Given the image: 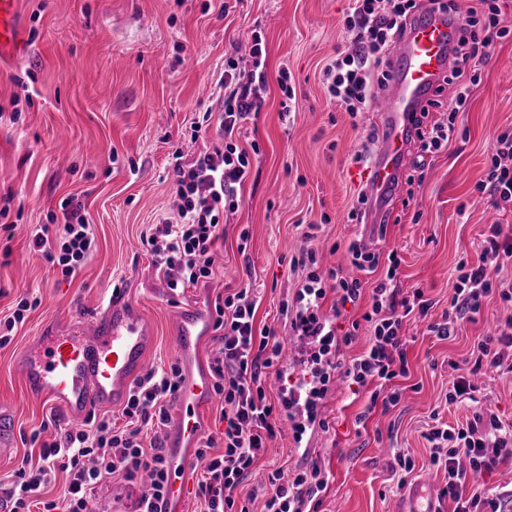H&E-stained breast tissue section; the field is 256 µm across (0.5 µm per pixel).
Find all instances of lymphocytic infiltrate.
Returning <instances> with one entry per match:
<instances>
[{"instance_id":"lymphocytic-infiltrate-1","label":"lymphocytic infiltrate","mask_w":512,"mask_h":512,"mask_svg":"<svg viewBox=\"0 0 512 512\" xmlns=\"http://www.w3.org/2000/svg\"><path fill=\"white\" fill-rule=\"evenodd\" d=\"M459 13L463 23L455 52L462 62L452 71L447 84L453 89L452 106L446 117L422 122L418 134L417 158L405 180L406 186L422 183L426 158L447 146L456 128L457 112L468 103L470 89L478 81V70L489 57L494 39L512 37V28L501 25L497 0H476L461 8L457 0H353L343 28L346 50L338 52L322 71V82L331 98L349 114L358 117L368 109L376 90L386 85L390 57L409 15L421 8ZM250 72H242L236 52L224 56V76L218 94L224 99L219 115L204 112L191 124L192 138H199L210 124H217L219 142L212 151L200 154L188 164L173 168L177 221H162L147 238L150 253L170 292L207 283L213 275L215 246L224 237L225 213L238 209L239 190L248 179L252 161L240 148L236 136L252 114L259 112L267 87L266 50L260 31H252ZM486 192L499 210H512V132L497 136L485 180L476 186ZM63 228L51 233L42 226L30 244L48 264L60 268L63 276L81 269L94 244L81 203L68 198L61 202ZM356 276L342 269L327 276L313 272L316 254L301 252L297 263L310 272L295 296V315L290 325L298 336L314 338L306 360V375L293 383H282L277 398H270L266 379L281 363L282 345L271 327H256V301L250 289L217 297L214 301L217 347L212 363L214 392L222 399L219 419L224 424V451L214 454L216 440L206 438L196 450V464L202 469L198 496L203 512H250L242 504L244 486L274 438L280 417L293 423L296 435H303L317 421L318 406L332 376L341 375L353 385L370 391L365 411L357 417L365 422L375 408L390 409L401 398L393 389L394 379L407 376L409 341L403 332L412 315L427 320L430 334L446 339L454 335L462 320L474 319L482 300L493 291L500 272L512 263V231L494 224L483 242L477 264L460 265V274L448 308L440 320L429 321L432 301L420 289L400 295L393 286L400 260L389 253L384 278L373 288L370 308L349 330L337 333L335 320L347 305L364 295L361 273L375 271L380 257L363 239H352L347 247ZM335 292L333 318L322 307L328 292ZM370 332L366 350L349 362L339 352L350 345L360 327ZM469 374L481 370L512 373V318L493 336L483 337L474 352ZM469 374L457 375L448 391L449 403L471 391ZM178 364L149 369L135 383L122 408L123 426L116 427L109 416L85 429L66 430L58 439L45 442L40 431L29 440L40 445L38 462H25L15 470L8 488L0 490V512H31L33 498L49 482L54 468L68 474L60 495L44 502L42 512H88L95 486L116 476L132 482L148 474L150 490L142 494L135 512H152L153 502L165 499L168 466L160 445L144 447L143 435L166 426L169 408L180 388ZM431 465L443 467L448 481L441 491L451 512H502L501 502L479 477L494 472L512 458V429L502 426L489 409L474 408L465 425L451 427L436 423L429 429ZM268 491L263 512H311V505L327 487L319 466L285 474L283 469L267 475Z\"/></svg>"}]
</instances>
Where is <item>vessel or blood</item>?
Returning <instances> with one entry per match:
<instances>
[{
	"mask_svg": "<svg viewBox=\"0 0 512 512\" xmlns=\"http://www.w3.org/2000/svg\"><path fill=\"white\" fill-rule=\"evenodd\" d=\"M460 21L453 12H418L393 56L389 79L376 107L380 145L366 179V221L385 224L415 139V119L443 85L455 64L453 48ZM22 40L18 0H0V62L17 55ZM175 350L183 382L174 400L173 422L166 431L168 459L166 500L186 497L191 451L206 425L204 411L214 402L212 376L201 346L212 324L205 309L193 303L174 311ZM155 341L153 323L121 291H114L88 324L71 323L43 330L18 359L27 393L59 407L73 424L96 409L121 407L145 368ZM401 512H441L434 490L415 485Z\"/></svg>",
	"mask_w": 512,
	"mask_h": 512,
	"instance_id": "1",
	"label": "vessel or blood"
}]
</instances>
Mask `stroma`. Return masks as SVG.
<instances>
[{
	"label": "stroma",
	"instance_id": "1",
	"mask_svg": "<svg viewBox=\"0 0 512 512\" xmlns=\"http://www.w3.org/2000/svg\"><path fill=\"white\" fill-rule=\"evenodd\" d=\"M350 0H20L23 44L0 63V319L21 298L38 299L12 341L0 348V407L14 419L10 448L0 450V482L9 483L23 461L38 457L25 433L44 427L57 409L30 398L17 360L49 326L89 317L113 289L151 319L156 342L146 365L175 361L172 309L180 299L211 307L217 295L251 285L256 324L285 337L282 367L296 375L305 349L288 341L281 302L294 297L308 270L290 265L292 254L314 249L318 272L341 260L340 246L355 235L381 253L397 251L396 288L422 289L440 318L454 293L461 262L476 263L491 224L512 225V212L497 211L474 188L487 173L496 137L512 130V39L495 40L480 67L470 101L456 116V133L434 154L409 206L395 204L389 224H355L348 213L362 186L355 153L369 150L366 132L376 123L365 113L352 123L331 101L320 71L346 35ZM260 30L268 84L262 109L245 124L239 143L258 145L237 211L227 213L224 238L207 284L171 293L142 240L155 224L176 215L173 152L184 161L211 150L216 131L191 139L199 112H220L215 86L224 53ZM295 77L296 110L283 115L278 72ZM77 198L95 246L70 278L29 246L39 225L49 223L61 201ZM512 317V301L498 293L482 300L476 320L456 336H431L423 321L404 324L410 339L409 374L396 379V407L356 417L367 390L332 379L321 413L328 428L295 440L282 424L269 441L258 475L246 484L262 512L263 472L319 464L329 474L316 512H399L404 488L388 463L394 453L411 457L413 481L435 488L444 470L431 466L425 433L433 421L465 424L475 403L512 425V374L477 379L474 399L448 403L450 362L469 359L477 342ZM141 483L121 479L96 492L97 512H133Z\"/></svg>",
	"mask_w": 512,
	"mask_h": 512
}]
</instances>
